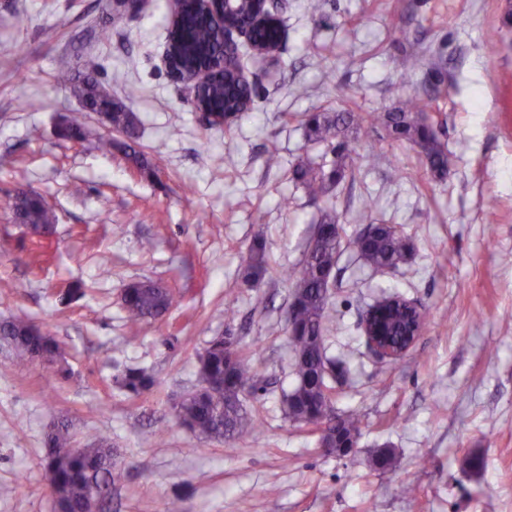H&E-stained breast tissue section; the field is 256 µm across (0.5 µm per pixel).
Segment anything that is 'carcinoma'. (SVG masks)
I'll return each mask as SVG.
<instances>
[{"mask_svg":"<svg viewBox=\"0 0 512 512\" xmlns=\"http://www.w3.org/2000/svg\"><path fill=\"white\" fill-rule=\"evenodd\" d=\"M257 10L254 0H236V12L229 24L250 18ZM185 34L173 46L178 64L185 70L201 66L214 68L213 81L199 101V106L222 109L240 114L251 110L254 88L239 82L234 76H224L216 70L223 51L224 27L202 16L192 17L182 26ZM278 29L257 27L251 37L255 47L277 41ZM58 81L82 104L84 111L94 112L100 121L113 131L128 138L136 135V117L123 105L103 94L98 80L92 75L74 76L63 69ZM429 100L412 95L390 112H356L345 109L333 113H313L305 116L308 139L331 149V164L311 159L300 161L293 169V178L310 197L329 194L345 176L350 153L345 140L350 128L368 126L381 128L395 141H406L417 146L430 170L439 177L447 175L450 165L448 152L439 142L437 132L427 122L425 112ZM60 137L80 141L85 137L83 123L69 120L60 131ZM20 223L32 228L35 235L49 233L56 223V215L45 199L33 191H20L11 203ZM336 216L328 213L320 227L325 232L314 238L300 269L292 274L295 282L292 309L293 375L294 385L283 396L284 412L294 424L320 421L334 412V403L326 392L333 388V367L324 351L308 349L309 341L324 342L327 325L332 321L328 310L330 295L326 276L334 271L340 251L342 234L336 230ZM349 246L368 265L374 268L395 267L412 250L410 239L394 226L376 224L372 232L362 233L349 240ZM266 272L263 245L254 244L247 257L245 284L255 287ZM127 322L132 329L162 316L174 303L169 291L144 282L126 286L119 298ZM0 342L13 352L14 362L24 364L39 356L48 363L60 356V347L43 326L28 319H14L0 323ZM201 386L198 392L185 398L175 408L178 421L188 429L215 441H231L243 432L255 430L256 421L243 409L240 393L254 387L255 373L248 358L238 348L224 351V341L214 340L199 356ZM122 385L132 393H139L151 385L146 373L129 369L122 377ZM361 419L350 413L339 421L341 432L356 437ZM45 463L49 488L56 506L63 512H85L88 500L106 494L112 488L113 450L109 441L101 438L91 444H79L73 426L66 420L54 425L45 441Z\"/></svg>","mask_w":512,"mask_h":512,"instance_id":"1","label":"carcinoma"}]
</instances>
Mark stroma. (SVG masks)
I'll list each match as a JSON object with an SVG mask.
<instances>
[{
	"label": "stroma",
	"instance_id": "stroma-1",
	"mask_svg": "<svg viewBox=\"0 0 512 512\" xmlns=\"http://www.w3.org/2000/svg\"><path fill=\"white\" fill-rule=\"evenodd\" d=\"M116 2L0 0V321L46 325L61 347L53 366L13 365L0 347V512H55L44 441L62 419L80 442H112L102 512H167L175 499L181 512H512V0H284L280 49L242 53L257 79L252 110L212 128L163 66L166 0L136 16ZM399 27L409 42L393 40ZM407 57L418 61L410 73ZM64 60L136 115L149 171L123 146L100 149L105 127L56 81ZM413 94L431 99L445 178L418 147L365 127L332 193L313 199L293 181L299 161L330 154L308 140L304 115L386 112ZM75 116L88 130L80 143L57 134ZM22 189L52 206L51 236L14 224L8 202ZM329 211L345 238L398 224L413 244L393 269L346 246L337 258L325 355L345 373L337 414L362 420L345 455L282 404L293 385L288 274ZM259 240L267 270L253 289L245 258ZM139 281L177 301L134 333L119 298ZM73 283L85 294L64 304ZM395 292L421 305L425 327L403 358L381 361L360 321ZM223 336L259 387L243 400L260 432L230 443L173 412ZM128 367L151 386L122 389Z\"/></svg>",
	"mask_w": 512,
	"mask_h": 512
}]
</instances>
